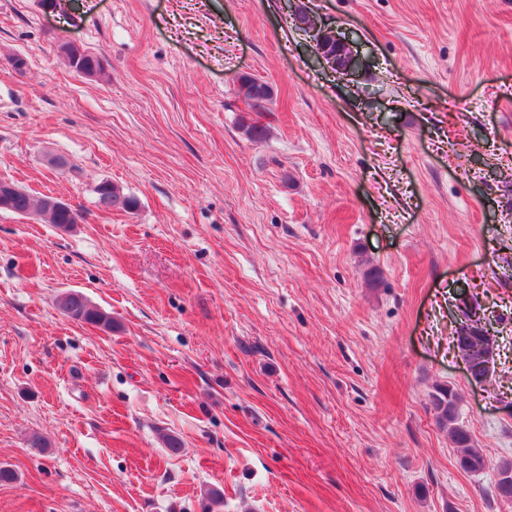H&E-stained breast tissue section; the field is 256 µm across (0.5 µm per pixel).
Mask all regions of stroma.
<instances>
[{
  "mask_svg": "<svg viewBox=\"0 0 512 512\" xmlns=\"http://www.w3.org/2000/svg\"><path fill=\"white\" fill-rule=\"evenodd\" d=\"M1 179L84 219L0 211V512H512V0H0ZM70 290L113 329L63 316ZM474 303L484 387L452 347ZM298 23L322 44L325 57L336 59V69L349 76L356 71L357 56L353 53L349 39L342 33L334 31L317 13H306L299 17ZM61 50L66 56L69 65L88 76L100 75L103 72V65L97 56L87 54L78 48L62 45ZM241 75H245L237 79L238 83V94L242 96L245 100L251 102L254 106H260L261 103H254V100L258 98L264 99V102L269 100L272 96L271 91L267 85L263 83H259L258 80L252 76H248L250 74L244 73ZM101 202L106 201L110 206L108 209L119 208L125 211L135 210L138 207V200L133 196L126 195L111 182H105ZM479 309V306H475V308L465 306V310L462 311L465 320L462 321V323L460 324L459 328L455 331V333L467 334L466 336H469L468 339H474L468 346H460L459 354L461 358L466 356L467 350L469 348H474L475 346H482L485 351L491 354V357L489 359L483 360L484 355L481 349L475 348L474 350L471 351V357L466 362H464L466 373L471 382L481 387L487 383L488 378L475 376V364L478 361L483 360L481 362L483 366L480 372L483 375L489 374L488 377H491L494 373L496 347L495 339L493 338V336H490L488 330L484 328V326L481 323V318L479 316L477 317V311ZM430 404L436 414L438 424L448 430L459 456L460 467L470 473L485 469L486 460L480 448L474 445L469 430L460 423L459 396L450 387L440 386L430 395Z\"/></svg>",
  "mask_w": 512,
  "mask_h": 512,
  "instance_id": "stroma-1",
  "label": "stroma"
}]
</instances>
